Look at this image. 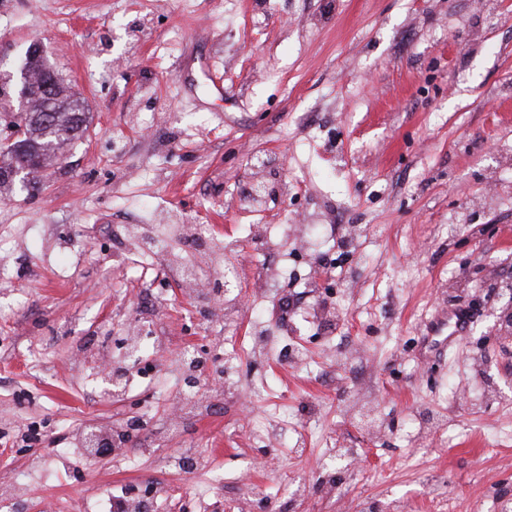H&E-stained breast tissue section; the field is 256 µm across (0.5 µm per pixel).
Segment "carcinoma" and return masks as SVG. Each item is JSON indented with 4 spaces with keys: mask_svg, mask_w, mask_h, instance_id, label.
I'll use <instances>...</instances> for the list:
<instances>
[{
    "mask_svg": "<svg viewBox=\"0 0 512 512\" xmlns=\"http://www.w3.org/2000/svg\"><path fill=\"white\" fill-rule=\"evenodd\" d=\"M24 68L33 81L21 91L14 113L21 137L11 145H0V156L21 173L42 170L59 159L66 145L81 138L87 119L72 87L44 55L27 54Z\"/></svg>",
    "mask_w": 512,
    "mask_h": 512,
    "instance_id": "carcinoma-1",
    "label": "carcinoma"
}]
</instances>
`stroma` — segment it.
<instances>
[{
	"mask_svg": "<svg viewBox=\"0 0 512 512\" xmlns=\"http://www.w3.org/2000/svg\"><path fill=\"white\" fill-rule=\"evenodd\" d=\"M36 39L87 128L38 190L0 195V490L26 512H90L103 487L158 512H260L255 485L267 512L512 498V0H0V66ZM269 156L288 193L247 210ZM174 212L224 241L246 301L225 320L113 244ZM256 235L288 241L278 291ZM151 294L165 370L112 397L73 345L128 334ZM194 337L237 390L172 437ZM141 411L139 444L77 449ZM34 422L53 450L18 439ZM184 448L202 468H161Z\"/></svg>",
	"mask_w": 512,
	"mask_h": 512,
	"instance_id": "1",
	"label": "stroma"
}]
</instances>
